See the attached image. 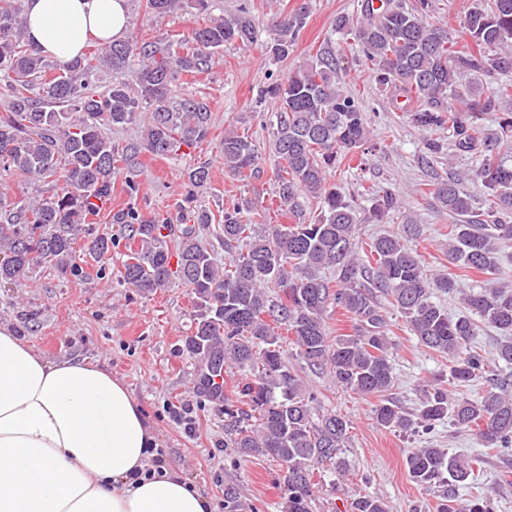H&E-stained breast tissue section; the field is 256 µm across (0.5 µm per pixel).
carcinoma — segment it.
<instances>
[{
  "label": "carcinoma",
  "instance_id": "cac0c4a2",
  "mask_svg": "<svg viewBox=\"0 0 512 512\" xmlns=\"http://www.w3.org/2000/svg\"><path fill=\"white\" fill-rule=\"evenodd\" d=\"M436 0H361L360 18L336 17L333 30L354 37L361 64L380 91L398 104L413 103L411 122L430 137L424 154L477 155L480 165L455 170L432 183L431 194L455 219L448 226V263L486 277L478 293L462 297L468 312L455 317L432 300L434 292H458L453 273H431L417 251L397 234L372 236L369 255L359 257V225L397 216L417 234L413 215L402 210L391 188L367 191L368 214L328 182L348 157L370 141L363 100L345 90L347 67L330 40L286 77L270 78L257 94L274 110L263 114L274 158L272 181L280 210L290 224L266 223L265 211L243 199L224 207L220 240L229 262L219 271L195 225L212 215L195 205V189L209 168L184 174L176 207L194 224L175 229L128 206L111 221L127 228L121 282L142 294L173 283L197 299L194 327L183 350L199 361L197 389L224 400L232 428L224 447L243 457L263 456L287 464L281 512H311L316 470L342 471L348 421L335 412L315 415V393L288 363L286 347L315 370L359 396H374L373 415L384 428L430 431L445 419L474 431L485 447L512 453V287L497 282L499 252L512 241V80L484 88L483 77L512 74V0H470L460 18L464 44L433 20ZM144 11L166 15L177 9L209 11L210 0H141ZM310 0L275 14L269 52L288 58L306 25ZM259 22L249 8L186 29L177 39L129 37L81 57L55 64L25 40L22 0H0V171L36 189L0 192V281L21 283L41 264L81 278L85 270L75 243L91 234L92 218L112 203V184L124 177L126 192H139L130 158L148 152L178 155L181 147L206 141L209 106L177 91L185 73L204 72L233 41L258 40ZM148 114L142 139L120 145L105 130L135 123ZM496 115L498 129L481 124ZM452 142L445 143L443 133ZM224 169L237 177L260 170L262 149L233 130L221 144ZM480 184L486 206H475L470 185ZM119 246L101 234L90 238L87 255L101 259ZM327 271L336 274L331 280ZM404 318L419 344L448 358V385L432 383L412 412L393 396V367L386 319L378 295ZM333 305L350 314L353 333L330 338L324 320ZM500 334L494 352L474 349L481 325ZM503 369H498V364ZM236 365L250 380L239 390L237 408L214 385L224 367ZM478 377L490 389L476 399H455L447 386L463 387ZM475 461L440 448H418L407 458L412 480L424 487L448 486L439 512H492L491 498L461 503L456 487L476 480ZM351 512H388L378 497L363 496Z\"/></svg>",
  "mask_w": 512,
  "mask_h": 512
}]
</instances>
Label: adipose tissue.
Wrapping results in <instances>:
<instances>
[{"label": "adipose tissue", "instance_id": "adipose-tissue-1", "mask_svg": "<svg viewBox=\"0 0 512 512\" xmlns=\"http://www.w3.org/2000/svg\"><path fill=\"white\" fill-rule=\"evenodd\" d=\"M28 39L60 61L92 36L123 39L128 0H24ZM156 430L125 382L51 358L0 323V512H213L180 473L155 465Z\"/></svg>", "mask_w": 512, "mask_h": 512}]
</instances>
